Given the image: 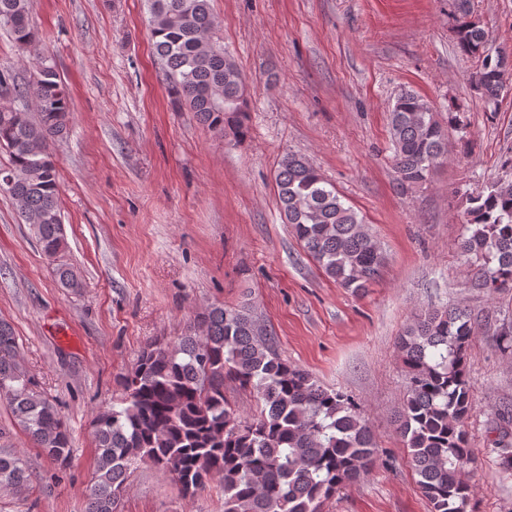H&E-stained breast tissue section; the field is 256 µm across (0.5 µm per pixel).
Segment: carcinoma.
<instances>
[{
  "mask_svg": "<svg viewBox=\"0 0 512 512\" xmlns=\"http://www.w3.org/2000/svg\"><path fill=\"white\" fill-rule=\"evenodd\" d=\"M151 39L171 103L229 141L248 131L249 110L240 69L212 40L211 0H146ZM459 48L474 57V85L497 107L503 78H512V54L495 47L471 0H456ZM0 26L38 57L37 78L19 81L0 68V149L10 158L0 190L19 216L35 225L43 253L65 248L61 186L52 146L70 131L68 92L31 20L30 0H0ZM398 183L427 181L448 158V129L417 92H402L390 112ZM278 204L306 253L322 272L353 291L376 281L385 256L355 209L306 158L287 153L275 174ZM460 254L475 283L492 294L512 291V181L499 180L466 194ZM53 274L66 292L83 287L74 269L57 263ZM475 317L461 307L417 314L399 339L407 375L397 431L409 449L417 483L431 512H472L467 480L473 460L466 419L472 410L465 355ZM255 393L259 411L240 417L226 395L228 383ZM123 396L95 416L97 476L86 512H119L132 466L150 462L170 471L186 498L215 478L224 512H321L343 484L367 475L377 448L360 412L346 396L319 385L306 370L276 352L269 334L245 306L214 304L195 316L174 343L151 341L122 380ZM0 398L29 441L59 465L72 455L70 434L57 407L30 388L18 359L12 325L0 319ZM499 465L512 471V416L498 414ZM29 473L17 452H0V486L27 487Z\"/></svg>",
  "mask_w": 512,
  "mask_h": 512,
  "instance_id": "1",
  "label": "carcinoma"
}]
</instances>
